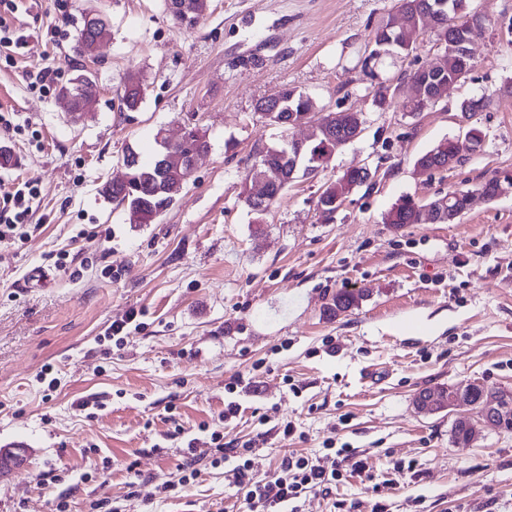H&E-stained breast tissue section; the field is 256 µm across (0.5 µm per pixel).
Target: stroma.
I'll list each match as a JSON object with an SVG mask.
<instances>
[{
    "label": "stroma",
    "instance_id": "obj_1",
    "mask_svg": "<svg viewBox=\"0 0 512 512\" xmlns=\"http://www.w3.org/2000/svg\"><path fill=\"white\" fill-rule=\"evenodd\" d=\"M10 21L28 37L16 62L0 56V131L13 161L0 184L41 190L24 240L0 243V448L28 461L0 477V512H243L230 473L202 454L194 481L166 495L202 426L253 441L256 479L292 454L348 448L371 479L344 474L299 512H512V432L455 442L460 411L421 413L425 388L479 382L512 393V194L477 197L512 177V0H467L478 15L473 66L437 103L378 110L354 65L397 0H208L193 26L166 0H16ZM98 7L111 37L97 59L76 52L75 26ZM50 71L49 89L31 75ZM99 93L81 118L58 97L77 74ZM136 75L143 99L122 103ZM328 111L362 113L364 131L328 168L296 179L256 224L240 196L254 157L280 139L254 107L283 86ZM491 97L470 113L462 101ZM198 126L209 149L195 179L155 223H130L102 196L133 146L152 161L158 130ZM478 129L482 140L447 169L419 171L439 141ZM370 168L323 223L325 182ZM475 193L451 224L396 229L385 214ZM68 253L77 276L59 271ZM359 291L338 316L337 292ZM140 313L122 344L106 334ZM236 402V418L219 416ZM291 435H283L284 425ZM183 434H175V426Z\"/></svg>",
    "mask_w": 512,
    "mask_h": 512
}]
</instances>
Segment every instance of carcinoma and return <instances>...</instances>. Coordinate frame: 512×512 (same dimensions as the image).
I'll return each instance as SVG.
<instances>
[{
    "label": "carcinoma",
    "mask_w": 512,
    "mask_h": 512,
    "mask_svg": "<svg viewBox=\"0 0 512 512\" xmlns=\"http://www.w3.org/2000/svg\"><path fill=\"white\" fill-rule=\"evenodd\" d=\"M449 7L446 13L433 12L430 18L434 22V29L438 34L448 33V18L463 19L467 17L466 0H447ZM110 37L109 24L87 22V15H82L78 33V51L83 57H93L100 46ZM373 38L378 43H383L379 50H370L367 55L357 60L364 76L370 80V86L374 89V103L377 108L383 110L394 103L395 97L388 94L390 86L383 80V58L394 53L405 52L399 45L398 29L391 27V19L384 20L373 31ZM409 85V95L403 101V109L408 112L421 111L418 99L419 84L423 80L420 71L415 70L406 76ZM72 97L67 103L68 112H81L85 107V99L93 98L98 93V83L95 77L80 74L68 85ZM141 99L140 80L134 76L127 79L124 101L128 108H134ZM314 107L312 98L294 88L283 87L270 95V101L259 100L255 105V111L260 113L264 123L276 126L283 130L295 127V122L306 119L312 123V132L307 144H305L299 162H294L283 153H271L269 150L261 152L257 160L252 164L243 182L241 196L249 200L256 185H264L263 196L266 197L265 208L272 207L288 184L306 174L308 171H316L328 168L324 161L325 150L330 145L348 143L357 129L363 125L361 117L351 116L343 125L327 122L329 113L320 116L311 111ZM481 141L479 131L471 129L465 133L459 143L445 139L439 142L433 149L422 155L417 164L423 169L438 166L441 161L448 158L460 157V154L478 145ZM208 142L206 135L196 126H191L175 146L185 158L190 159L196 154L206 150ZM368 176L356 172L347 171L334 181L324 184V189L317 200V209L324 221L332 220L333 214L341 201L348 197L353 189L366 182ZM186 171L179 168H166L158 171L154 163H138L131 169L129 179L120 185H114L109 189H103V195L112 200L118 206H123L133 224H152L166 210H168L187 186ZM422 205L406 197L396 203L386 214L385 223L401 228L407 224H422ZM361 294L352 292H338L333 298V303L328 307L332 314L345 312L358 304Z\"/></svg>",
    "instance_id": "carcinoma-1"
}]
</instances>
